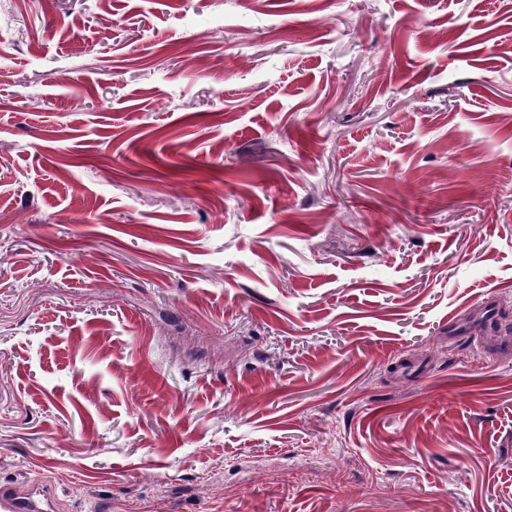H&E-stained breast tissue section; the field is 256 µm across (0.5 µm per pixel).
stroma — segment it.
Segmentation results:
<instances>
[{
	"label": "stroma",
	"mask_w": 512,
	"mask_h": 512,
	"mask_svg": "<svg viewBox=\"0 0 512 512\" xmlns=\"http://www.w3.org/2000/svg\"><path fill=\"white\" fill-rule=\"evenodd\" d=\"M488 298L512 0H0V485L512 512Z\"/></svg>",
	"instance_id": "stroma-1"
}]
</instances>
